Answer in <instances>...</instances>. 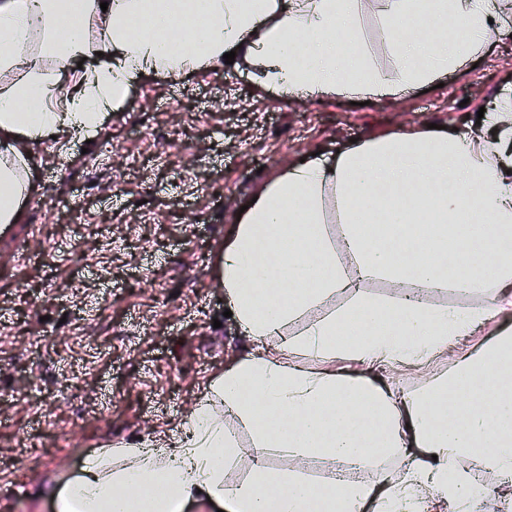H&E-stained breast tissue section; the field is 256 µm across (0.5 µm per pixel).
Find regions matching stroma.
<instances>
[{"mask_svg":"<svg viewBox=\"0 0 512 512\" xmlns=\"http://www.w3.org/2000/svg\"><path fill=\"white\" fill-rule=\"evenodd\" d=\"M359 25L372 69L395 79L381 0H362ZM442 81L360 106L279 94L250 68L151 72L94 133L36 144L32 197L0 239V512H56L55 488L98 449L166 447L216 376L255 349L215 273L241 206L289 166L354 140L432 123L480 133L479 108L512 100V37H492ZM74 206L78 224L66 221ZM503 331L512 310L399 371L398 389L447 378ZM265 464L319 483L336 469L282 448Z\"/></svg>","mask_w":512,"mask_h":512,"instance_id":"stroma-1","label":"stroma"}]
</instances>
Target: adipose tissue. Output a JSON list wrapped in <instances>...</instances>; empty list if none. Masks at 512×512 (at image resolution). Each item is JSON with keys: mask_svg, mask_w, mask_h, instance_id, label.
<instances>
[{"mask_svg": "<svg viewBox=\"0 0 512 512\" xmlns=\"http://www.w3.org/2000/svg\"><path fill=\"white\" fill-rule=\"evenodd\" d=\"M384 29L398 65L395 80L375 72L362 49L360 0H0V225L16 223L31 197L34 142L94 129L137 76L170 78L224 65L258 71L283 94L386 95L448 74L503 29L488 0H383ZM146 19L147 30L130 24ZM456 22L462 36L437 39L404 21ZM91 64L75 71L82 58ZM494 137L400 131L342 151L308 157L257 194L225 244L218 277L256 351L218 376L167 451L102 448L57 495L56 512H184L206 498L231 512H408L428 498L437 512H466L475 473L512 477V396L505 394L512 334L463 357L448 378L414 396L343 376L345 358L393 372L418 367L512 306V122L487 117ZM469 214L457 241L449 225ZM384 276L412 283L398 302L360 291ZM490 289L484 307L433 308L423 288ZM338 292L339 310L296 335L288 325ZM363 328L335 344L338 323ZM282 337L281 354L266 352ZM288 351L323 357L311 370ZM252 429L250 447L224 432V412ZM324 455L338 465L379 467L412 448L402 476L368 483L316 484L268 469L267 449ZM468 458L462 470L456 462ZM249 461L252 477L229 483Z\"/></svg>", "mask_w": 512, "mask_h": 512, "instance_id": "obj_1", "label": "adipose tissue"}]
</instances>
